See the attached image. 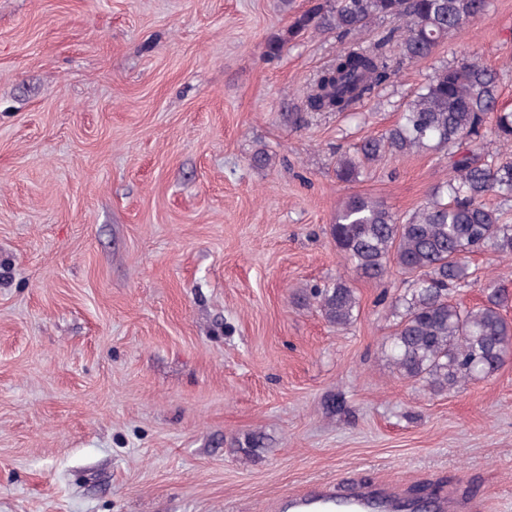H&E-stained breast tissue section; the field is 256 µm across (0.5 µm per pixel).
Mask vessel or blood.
Wrapping results in <instances>:
<instances>
[{
  "label": "vessel or blood",
  "instance_id": "b4317fda",
  "mask_svg": "<svg viewBox=\"0 0 512 512\" xmlns=\"http://www.w3.org/2000/svg\"><path fill=\"white\" fill-rule=\"evenodd\" d=\"M402 499L393 493L378 490L340 492L326 487L322 490L291 497L288 512H403Z\"/></svg>",
  "mask_w": 512,
  "mask_h": 512
}]
</instances>
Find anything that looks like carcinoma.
Listing matches in <instances>:
<instances>
[{"mask_svg": "<svg viewBox=\"0 0 512 512\" xmlns=\"http://www.w3.org/2000/svg\"><path fill=\"white\" fill-rule=\"evenodd\" d=\"M488 0H322L295 16L286 35L270 40L267 55L305 33L343 38L378 19L393 23L382 41L344 49L304 92L310 112H354L392 82L400 65L423 63L448 34L483 14ZM496 72L476 57L433 69L414 92L400 122L366 137L355 155L336 162L343 183L390 154L444 150L449 177L431 199L399 218L381 202L353 195L342 201L331 233L341 257L362 277L381 281L396 272L403 292L388 303L398 322L388 359L399 374L433 393L450 392L494 375L512 352V322L504 315L509 296L495 281L475 308L454 294L474 283L468 255L512 257V224L501 223L489 196L512 198V154L492 152L491 142H512V111L498 108ZM327 322L338 328L357 318L359 299L338 278L311 289ZM266 447L252 434L239 449L247 457Z\"/></svg>", "mask_w": 512, "mask_h": 512, "instance_id": "carcinoma-1", "label": "carcinoma"}]
</instances>
